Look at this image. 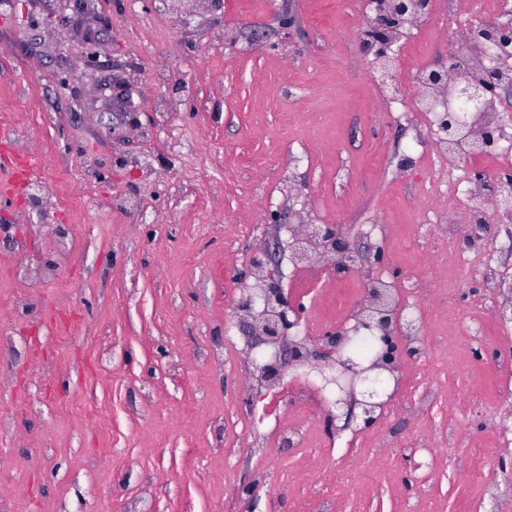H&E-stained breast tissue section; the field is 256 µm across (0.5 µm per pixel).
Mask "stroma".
Instances as JSON below:
<instances>
[{
  "label": "stroma",
  "mask_w": 512,
  "mask_h": 512,
  "mask_svg": "<svg viewBox=\"0 0 512 512\" xmlns=\"http://www.w3.org/2000/svg\"><path fill=\"white\" fill-rule=\"evenodd\" d=\"M287 12L295 24L281 29ZM328 0H0V512H293L300 451L250 419L224 253L236 224L349 226L420 209L415 126L368 124L378 83ZM26 285L14 273L24 251ZM363 453L361 512L459 498ZM267 488L239 497L258 467Z\"/></svg>",
  "instance_id": "35a3bbf8"
}]
</instances>
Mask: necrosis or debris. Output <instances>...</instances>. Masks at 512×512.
Instances as JSON below:
<instances>
[{"label":"necrosis or debris","instance_id":"1","mask_svg":"<svg viewBox=\"0 0 512 512\" xmlns=\"http://www.w3.org/2000/svg\"><path fill=\"white\" fill-rule=\"evenodd\" d=\"M447 5L461 41L472 42L473 47L449 69L445 86L424 84L420 69H413L403 106L404 111H412L414 102L423 97L434 105L418 122L427 139L416 166L426 170L430 179L429 188L421 192L426 202L424 213L404 229L374 220L359 227L369 245L391 250L398 260L429 267L430 278L396 280L384 268L334 273L329 269L334 255L327 242L307 240L303 224L283 230L289 248L283 254L281 272L289 288L303 297L313 283L324 284L319 296L310 301L297 331L299 339L320 335L329 324L353 329L370 282H379L402 297L401 343L406 358L392 376L396 399L381 408L371 431L347 436L330 428L328 412L336 400L306 367L275 384H259L250 377L245 380L246 390L257 387L269 397L260 415L273 421L269 429L272 442L303 451L296 478L320 488V498L310 512H342L345 499L360 503L369 497L370 485L350 488L346 469L354 464L361 448L376 449L380 465L391 463L392 442L386 423L395 411L410 413L416 423L404 455L417 481L431 484L440 474L439 451L448 445L449 421L459 422L482 408L512 403L511 360L485 367V384L473 399L465 397L461 383L448 371L449 355L463 354L469 345L502 334L496 311L504 304L512 305V292L499 285L497 257L477 250L467 252L459 246L461 238L480 224L484 212L494 204L492 185L503 174L504 162L512 158V121L505 120L493 100L468 113L471 135H479L491 123L498 128L497 147L478 159L465 146L448 154L434 135L437 110L457 108L456 90L466 80L485 68L498 69L512 78V44L483 47L474 42L476 28L512 18V0H447ZM299 239L304 240L308 252L302 264L295 262L291 250ZM466 458L462 481L479 482L484 490L495 487L497 503L512 505V472L486 470L490 461L512 458V442L497 429L475 433L466 442Z\"/></svg>","mask_w":512,"mask_h":512}]
</instances>
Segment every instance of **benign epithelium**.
Listing matches in <instances>:
<instances>
[{"mask_svg": "<svg viewBox=\"0 0 512 512\" xmlns=\"http://www.w3.org/2000/svg\"><path fill=\"white\" fill-rule=\"evenodd\" d=\"M373 15V26L366 33L365 54L369 67L380 83L394 96L404 92V83L397 69L398 41L389 35L395 26L428 12L431 0H367ZM482 38L488 43L512 41L511 25H488L482 31ZM512 94V80H503L497 73L490 72L461 86L459 99L473 109L482 106L487 98H500ZM438 142L445 150L453 153L464 138V126L455 113L443 110L436 119ZM309 237L324 236L334 239L333 270L357 268V262L369 267L385 263V254L380 250L361 247L353 241L348 232L334 224H311ZM370 304L361 308L355 320L357 326L370 329L379 327L382 335L372 337L374 354L368 360H361L352 353L353 336L345 335V329H331L316 340L306 344L288 342L275 365L263 363L257 366L260 378L269 380L299 364L315 369L336 362V376L329 382L336 384L340 392L336 409L344 417L342 429L370 431L378 421L376 410L383 405L380 397L385 389L393 366L403 353L397 342L401 328L399 301L394 293L370 283ZM243 307L260 316V321L242 322L241 331L252 348L265 345L272 338L291 335L298 325L304 309L299 300L290 301L284 295L280 281L273 287L251 296Z\"/></svg>", "mask_w": 512, "mask_h": 512, "instance_id": "benign-epithelium-1", "label": "benign epithelium"}]
</instances>
